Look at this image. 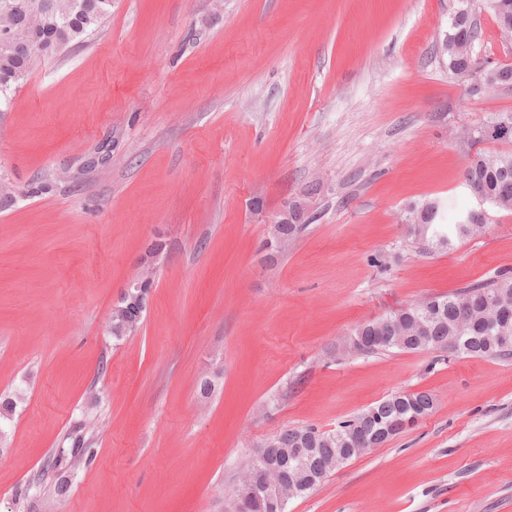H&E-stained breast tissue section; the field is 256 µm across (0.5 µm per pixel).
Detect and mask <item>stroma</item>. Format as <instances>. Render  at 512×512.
Wrapping results in <instances>:
<instances>
[{
	"mask_svg": "<svg viewBox=\"0 0 512 512\" xmlns=\"http://www.w3.org/2000/svg\"><path fill=\"white\" fill-rule=\"evenodd\" d=\"M464 5L475 54L512 63L484 0H112L28 76L0 112V512H225L270 436L411 391L431 413L287 512H512V357L343 353L364 322L512 273V214L427 254L402 222L478 208L460 137L512 112V87L472 96L448 69ZM299 202L309 223L265 249ZM157 238L141 329L116 339ZM79 428L92 459L51 470ZM162 248L163 244L159 239L151 243L145 256L141 259V274L123 291L118 304L113 308L112 319L115 314L121 316L129 306H135L137 313H142L146 310L154 286L156 272L155 258L162 251Z\"/></svg>",
	"mask_w": 512,
	"mask_h": 512,
	"instance_id": "35a3bbf8",
	"label": "stroma"
}]
</instances>
